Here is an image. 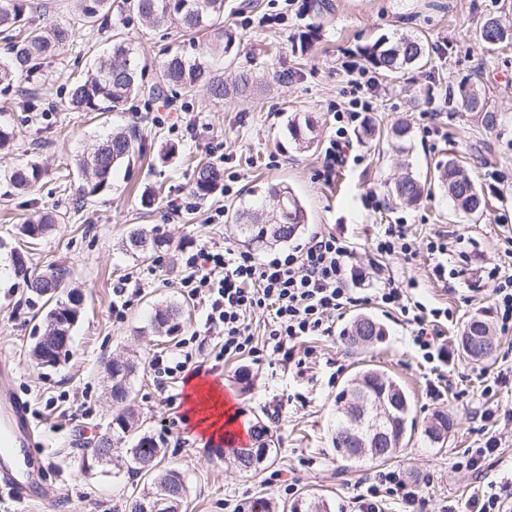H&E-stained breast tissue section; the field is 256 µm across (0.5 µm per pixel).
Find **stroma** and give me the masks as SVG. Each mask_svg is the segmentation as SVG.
<instances>
[{"mask_svg":"<svg viewBox=\"0 0 512 512\" xmlns=\"http://www.w3.org/2000/svg\"><path fill=\"white\" fill-rule=\"evenodd\" d=\"M308 0H224V26L240 38L236 56L209 52L208 35L196 39L170 26L146 25L112 0L111 31L122 34L143 70L145 84L156 82L167 49L186 57H205L225 83L240 67L251 66V92L217 103L204 93L169 91L151 100L137 95L120 111L77 112L69 107V83L88 76L106 46V33L75 27L66 56L49 61L23 78L38 92L42 109L23 111L16 93L0 94V123L16 137L0 150V240L22 252L36 270L51 264L70 271L82 296L80 320L65 363L38 366L31 356L44 315L43 302L17 278L7 255L0 254V358L15 369L20 399L30 406L44 434L40 448L46 480L38 500L20 503L0 487V512H126L144 481L126 468L125 457L95 461L91 443L110 421L105 366L114 358L136 364L131 403L140 433L162 448L163 466L182 472L188 491L183 512H248L257 498L283 508L300 497L325 500L330 512H352L360 485L379 471H394L411 482L421 500L416 512H443L449 503L466 504L499 487L505 512H512V383L495 385L499 371L512 370V329L501 331L489 270L512 274V46L490 49L477 30L486 17L512 20V0H331L328 13L306 8ZM110 31V32H111ZM408 36L426 49L423 66L397 74L368 68L377 87L365 126L350 130L354 159L326 172L324 153L337 125L334 112L351 105L353 89L345 63L364 62V50L380 37ZM476 85L486 93L500 121L485 130L460 101L442 105L432 93H456ZM310 122L313 143L305 147L288 134L289 121ZM410 128L406 140L394 126ZM115 129L135 130L143 155L117 168L100 196L80 198L86 175L77 154ZM170 159H163V152ZM464 162L474 183L490 201L480 217L454 212L447 194L434 188L438 163L448 157ZM221 161L234 178L231 194L215 191L205 199L193 192L192 159ZM39 162L46 174L31 192L15 189L5 172ZM412 173L432 188L417 202L395 201L394 182ZM289 187L301 201L306 224L287 244L256 251L258 259L282 257L317 233L346 241L355 275L350 286L359 301L333 319L330 334L307 336L291 356L264 350L222 358L214 341L200 351L241 422L262 419L273 434L275 454L258 469L243 472L225 462L226 443L203 439L199 429L165 432L171 409L149 370L152 356L173 349L204 323L203 299L178 286L180 268L167 250L138 258L120 247L134 227L151 231L177 246L220 244L246 251L233 222L237 212L260 208L268 188ZM376 193L372 208L367 193ZM179 217H170L172 207ZM223 210L222 223L211 222ZM43 211L60 220L44 238L28 242L19 233L24 220ZM403 224L410 254L378 255L374 240L387 225ZM448 239L445 266L427 243ZM410 286L413 300L447 309L438 327L443 361L431 365L417 354L411 329L400 311L374 296L382 277ZM127 282L123 319L112 314L113 289ZM184 306L178 336L166 335L152 321L156 309ZM360 313L382 324V341L350 345L343 329ZM487 317L496 350L475 362L465 356L460 337L471 318ZM376 368L399 381L412 400L414 429L401 454L390 461L352 463L333 443L336 394L358 370ZM495 393H487V385ZM447 413L453 423L445 442L431 443L425 429L433 414ZM495 439L499 449L481 473L461 467L463 454Z\"/></svg>","mask_w":512,"mask_h":512,"instance_id":"35a3bbf8","label":"stroma"}]
</instances>
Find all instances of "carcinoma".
<instances>
[{
	"label": "carcinoma",
	"mask_w": 512,
	"mask_h": 512,
	"mask_svg": "<svg viewBox=\"0 0 512 512\" xmlns=\"http://www.w3.org/2000/svg\"><path fill=\"white\" fill-rule=\"evenodd\" d=\"M126 8L154 26L167 23L176 24L183 35L209 31L215 38L214 50L224 56L232 55L237 49L236 34L224 29V0H125ZM110 0H79V13L76 24L103 30L107 28ZM0 34L6 41L4 52L0 54V92H9L16 87L23 76L41 68L49 59L64 54L69 47L72 29L69 24H50L45 27L33 25L30 0H0ZM480 40L490 49L512 40V28L504 25L498 18L491 17L482 22L478 30ZM365 58L374 67L386 73H396L406 66L420 64L425 59L422 43L409 37L390 40L384 37L365 49ZM251 75L240 72L232 87L224 84V78L214 73L203 58L189 59L176 51L164 61L161 81L150 87L149 94L162 92L165 86H177L183 90H200L214 100H222L229 91L244 92L248 89ZM142 92L139 83L137 64L132 58V48L120 34L112 35L110 51L100 57L95 73L83 81L74 83L70 90L69 104L78 112H113L119 110L127 99ZM463 107L473 113L480 124L492 130L498 124L499 116L487 107L485 94L477 86L463 87L459 91ZM138 138L129 131L115 130L105 139L89 145L77 155L76 164L81 170H90L92 177L82 186L85 196H94L109 185L115 169L130 162L140 154ZM195 184L193 192L204 199L211 195L224 177V171L210 161H199L195 166ZM44 170L35 162L17 168L8 174L9 182L20 190L33 189L43 178ZM438 181L448 192L455 210L465 215H482L486 207L485 197L472 181L465 168L457 159L450 157L439 168ZM393 195L404 202L419 200L424 192L422 184L411 173H406L394 185ZM284 200L287 211L263 215L258 212L239 213L235 223L245 242L257 248H272L288 243L301 230L305 215L299 200L288 188H273L269 191V200ZM55 218L49 215L27 220L20 226L19 233L27 239L36 240L46 235ZM162 246L165 240L150 235L141 228H134L121 242L123 250L134 255L143 254L145 242ZM14 274L22 277L30 291L47 298L48 307L43 316L41 334L35 342L32 355L35 360L47 357L50 352L52 336L62 322H76L80 315L81 294L69 288V270L53 265L37 272L27 265L18 252L11 253ZM184 309L181 306H168L155 313L154 322L165 327L172 335L181 329ZM136 371L135 362L130 359L112 360L107 366L110 382L108 393L112 403L118 405L113 414L112 442L99 439V447L108 448L130 440L132 445L128 460V471L147 477V483L138 495L143 499L175 489L176 470L160 468L161 448L153 438L134 433L132 415L128 412L131 397V382ZM360 392L369 403L383 398L396 402H405L398 416L386 423L387 430L394 439L404 440L407 431L413 428L412 406L403 387L392 378L377 369H365L351 378L336 394V405L346 408L347 394ZM348 420L336 426L333 443L337 450L354 462L376 460L373 452L358 455L349 449L343 432ZM256 454L268 458L272 452V439L263 422L256 421L251 429ZM290 512H327L324 502L305 497L291 504Z\"/></svg>",
	"instance_id": "carcinoma-1"
}]
</instances>
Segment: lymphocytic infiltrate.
Masks as SVG:
<instances>
[{
	"mask_svg": "<svg viewBox=\"0 0 512 512\" xmlns=\"http://www.w3.org/2000/svg\"><path fill=\"white\" fill-rule=\"evenodd\" d=\"M349 257L347 244L333 234L313 236L304 247L269 261L220 245L204 246L188 251L182 259L179 285L189 295L206 297L205 331L221 339L224 356L257 353L247 317L264 309L272 314L268 333L272 350L286 355L291 344L303 337L330 334L333 314L355 305L347 284ZM377 297L405 315L413 345L426 362L441 358L435 325L444 317V309H410L402 288L391 278L378 289ZM150 368L161 387L167 388L199 375L203 363L185 338L173 350L153 357ZM388 497L400 498L411 508L419 501L399 474L387 471L361 487L354 498L355 512H383Z\"/></svg>",
	"mask_w": 512,
	"mask_h": 512,
	"instance_id": "lymphocytic-infiltrate-1",
	"label": "lymphocytic infiltrate"
}]
</instances>
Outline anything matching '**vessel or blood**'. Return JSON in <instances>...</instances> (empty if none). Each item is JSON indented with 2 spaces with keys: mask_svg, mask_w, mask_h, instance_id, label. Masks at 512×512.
Instances as JSON below:
<instances>
[{
  "mask_svg": "<svg viewBox=\"0 0 512 512\" xmlns=\"http://www.w3.org/2000/svg\"><path fill=\"white\" fill-rule=\"evenodd\" d=\"M42 440L29 415V407L15 392V372L8 361L0 362V485L15 500L38 498L43 474L33 466V454Z\"/></svg>",
  "mask_w": 512,
  "mask_h": 512,
  "instance_id": "vessel-or-blood-1",
  "label": "vessel or blood"
}]
</instances>
